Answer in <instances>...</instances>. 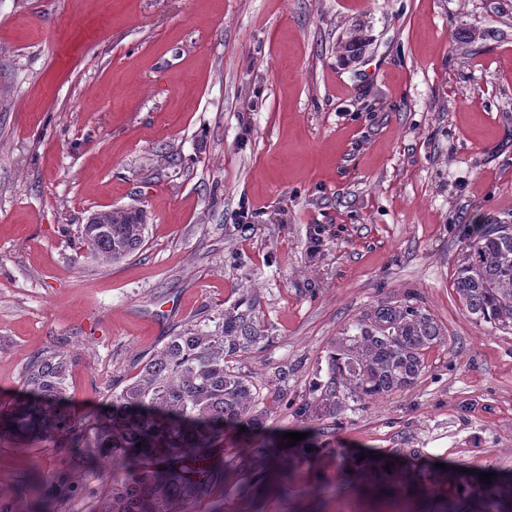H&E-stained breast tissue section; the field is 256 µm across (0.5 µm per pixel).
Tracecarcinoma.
<instances>
[{
	"instance_id": "carcinoma-1",
	"label": "carcinoma",
	"mask_w": 512,
	"mask_h": 512,
	"mask_svg": "<svg viewBox=\"0 0 512 512\" xmlns=\"http://www.w3.org/2000/svg\"><path fill=\"white\" fill-rule=\"evenodd\" d=\"M143 210L112 209L110 224H82L77 257L119 263L145 244ZM469 314L512 328V224H488L468 241L453 278ZM205 323L192 324L144 362L107 411L75 419L63 411L70 357L47 350L27 365L28 398L0 407V438L69 437L71 448H93L122 476L110 480L101 512H183L189 500L222 479L214 459L224 452L227 429L258 427L266 414L251 376L235 369L269 340L252 289ZM446 337L433 316L402 302H382L344 330L330 347L328 378L320 394L297 409L302 421L336 417L351 398L370 402L407 389L425 368V354ZM269 445L249 446L237 466L260 468ZM489 512H512V480L477 482Z\"/></svg>"
}]
</instances>
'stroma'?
I'll return each mask as SVG.
<instances>
[{
	"mask_svg": "<svg viewBox=\"0 0 512 512\" xmlns=\"http://www.w3.org/2000/svg\"><path fill=\"white\" fill-rule=\"evenodd\" d=\"M148 214L144 248L76 256L91 212ZM248 231H239L240 223ZM512 224V0H0V404L69 353L67 412L102 411L170 336L240 288L268 346L240 363L267 411L233 432L189 512H437L460 470L512 473V329L452 275L467 235ZM407 299L447 334L410 388L349 402L286 449L331 343ZM383 458L415 486L359 492ZM109 466L67 440L0 439V512H101ZM237 466L240 469H259L263 464H268L272 458V452L268 444L263 446H249L243 448L237 457Z\"/></svg>",
	"mask_w": 512,
	"mask_h": 512,
	"instance_id": "stroma-1",
	"label": "stroma"
}]
</instances>
